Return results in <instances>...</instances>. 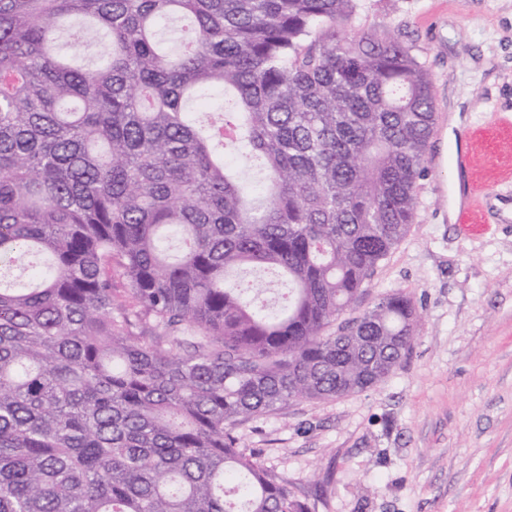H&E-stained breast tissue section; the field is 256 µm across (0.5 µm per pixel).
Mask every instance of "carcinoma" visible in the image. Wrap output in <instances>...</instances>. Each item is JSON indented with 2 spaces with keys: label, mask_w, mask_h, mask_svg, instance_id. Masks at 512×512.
<instances>
[{
  "label": "carcinoma",
  "mask_w": 512,
  "mask_h": 512,
  "mask_svg": "<svg viewBox=\"0 0 512 512\" xmlns=\"http://www.w3.org/2000/svg\"><path fill=\"white\" fill-rule=\"evenodd\" d=\"M358 7L0 0V512H308L238 426L384 382L418 322L344 318L435 124Z\"/></svg>",
  "instance_id": "obj_1"
}]
</instances>
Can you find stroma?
<instances>
[{
	"instance_id": "obj_1",
	"label": "stroma",
	"mask_w": 512,
	"mask_h": 512,
	"mask_svg": "<svg viewBox=\"0 0 512 512\" xmlns=\"http://www.w3.org/2000/svg\"><path fill=\"white\" fill-rule=\"evenodd\" d=\"M355 24L398 37L433 86L416 220L349 311L404 293L416 340L377 387L237 433L309 512H512V0H363ZM470 183L481 228L465 235L449 198Z\"/></svg>"
}]
</instances>
